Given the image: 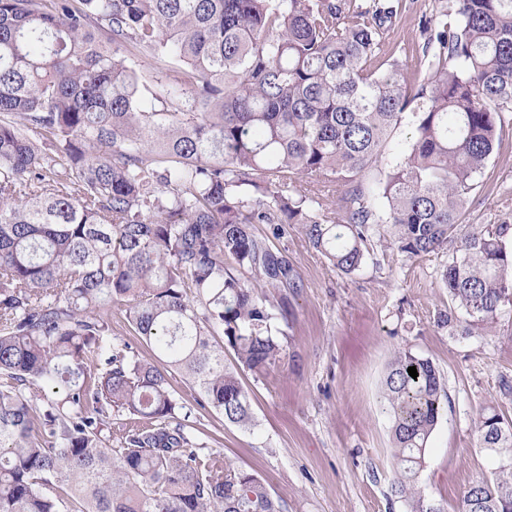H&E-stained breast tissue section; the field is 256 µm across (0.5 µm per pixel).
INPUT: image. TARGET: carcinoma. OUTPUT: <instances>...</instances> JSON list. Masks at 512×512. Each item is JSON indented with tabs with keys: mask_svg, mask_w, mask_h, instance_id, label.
<instances>
[{
	"mask_svg": "<svg viewBox=\"0 0 512 512\" xmlns=\"http://www.w3.org/2000/svg\"><path fill=\"white\" fill-rule=\"evenodd\" d=\"M409 8L0 0V512H285L194 442L169 382L254 426L209 337L244 371L281 358L288 310L267 289L296 273L255 224L299 225L344 274L375 224L409 259L451 246L443 323L492 327L512 296V223L460 216L512 120V0L433 10L412 69L396 57ZM140 56L158 64L149 97ZM114 305L157 356L112 339ZM32 385L58 399L40 406ZM444 399L431 360L395 356L382 406L409 512H446L420 484ZM480 431L501 465L463 512H512V422L484 413Z\"/></svg>",
	"mask_w": 512,
	"mask_h": 512,
	"instance_id": "cac0c4a2",
	"label": "carcinoma"
}]
</instances>
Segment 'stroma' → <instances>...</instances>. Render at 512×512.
Returning <instances> with one entry per match:
<instances>
[{
    "label": "stroma",
    "instance_id": "stroma-1",
    "mask_svg": "<svg viewBox=\"0 0 512 512\" xmlns=\"http://www.w3.org/2000/svg\"><path fill=\"white\" fill-rule=\"evenodd\" d=\"M512 218V126L504 127L464 208L467 224ZM273 244L298 275L284 288L280 361L266 374L240 372L251 429L213 408L192 406V436L234 466L265 480L286 512H407L391 493V422L380 391L395 354L430 359L447 401L432 433L420 482L427 499L461 512L462 493L492 478L494 454L482 449L487 409L512 422V304L484 329L439 325L448 294L439 272L446 253L407 259L375 247L362 268L333 269L288 225Z\"/></svg>",
    "mask_w": 512,
    "mask_h": 512
}]
</instances>
